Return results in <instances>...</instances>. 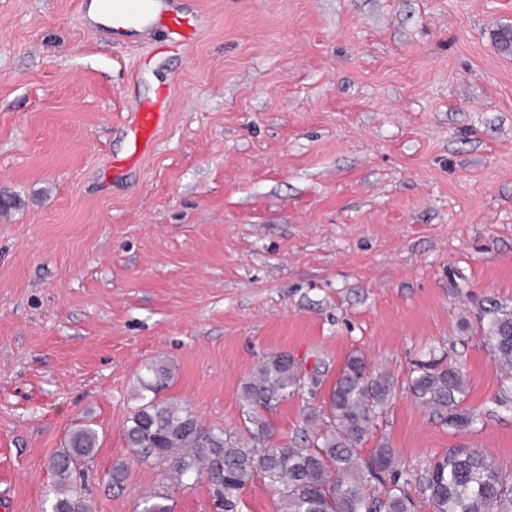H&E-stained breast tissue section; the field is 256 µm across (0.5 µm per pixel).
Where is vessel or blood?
I'll list each match as a JSON object with an SVG mask.
<instances>
[{
  "instance_id": "1",
  "label": "vessel or blood",
  "mask_w": 512,
  "mask_h": 512,
  "mask_svg": "<svg viewBox=\"0 0 512 512\" xmlns=\"http://www.w3.org/2000/svg\"><path fill=\"white\" fill-rule=\"evenodd\" d=\"M102 25L114 42H123L129 32L141 27L146 31L164 30L167 48L174 51L195 44L203 30L198 15L163 7V0H96ZM171 88L159 89L155 98L140 104L132 112L128 128L131 132L133 156H142L154 143L165 121Z\"/></svg>"
}]
</instances>
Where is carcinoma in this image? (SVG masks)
<instances>
[{
	"label": "carcinoma",
	"mask_w": 512,
	"mask_h": 512,
	"mask_svg": "<svg viewBox=\"0 0 512 512\" xmlns=\"http://www.w3.org/2000/svg\"><path fill=\"white\" fill-rule=\"evenodd\" d=\"M479 328L503 377L494 403L512 411V307L493 303L484 308ZM171 378L166 363L145 364L137 404L123 424L134 456L164 474V482L142 500L141 512H171L172 488L201 477L219 512H236L243 489L257 478L277 493L280 512H416L417 495L431 503L433 512H512V474L477 448H450L405 474L385 439L362 455L361 445L399 392L457 429L482 419L481 411L465 404L467 375L457 357H437L431 350L398 384L370 369L363 356L352 355L326 406L307 414L320 420L321 432L312 437L304 430L285 443L266 415L302 386L288 354H265L242 386L246 444L220 427L203 425L190 409L158 398ZM97 451L98 432L87 420L51 454L48 466L55 482L49 512H94L73 472L81 462L92 463Z\"/></svg>",
	"instance_id": "obj_1"
}]
</instances>
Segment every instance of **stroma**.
Here are the masks:
<instances>
[{
	"label": "stroma",
	"instance_id": "1",
	"mask_svg": "<svg viewBox=\"0 0 512 512\" xmlns=\"http://www.w3.org/2000/svg\"><path fill=\"white\" fill-rule=\"evenodd\" d=\"M199 41L113 43L80 0H0V502L44 512L48 460L92 417L78 473L95 512L161 482L123 424L143 364L160 397L246 434L243 382L284 352L304 385L280 436L323 407L349 356L405 379L462 349L459 430L400 395L367 442L400 470L481 449L512 471V412L477 317L512 306V0H183ZM178 85L120 175L128 112ZM118 464L127 480L107 475Z\"/></svg>",
	"mask_w": 512,
	"mask_h": 512
}]
</instances>
